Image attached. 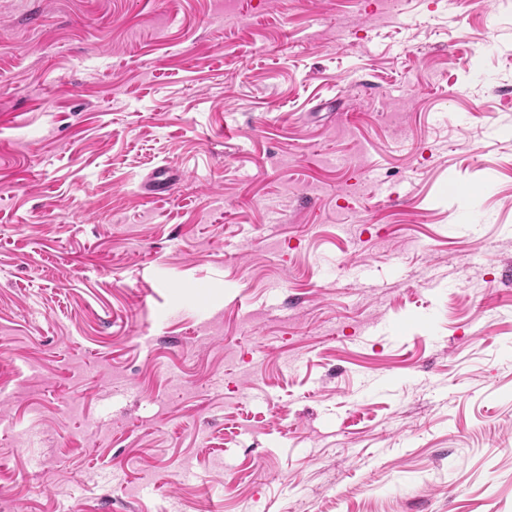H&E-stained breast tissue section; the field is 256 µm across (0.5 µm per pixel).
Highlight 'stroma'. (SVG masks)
<instances>
[{
	"mask_svg": "<svg viewBox=\"0 0 512 512\" xmlns=\"http://www.w3.org/2000/svg\"><path fill=\"white\" fill-rule=\"evenodd\" d=\"M0 512H512V0H0Z\"/></svg>",
	"mask_w": 512,
	"mask_h": 512,
	"instance_id": "obj_1",
	"label": "stroma"
}]
</instances>
